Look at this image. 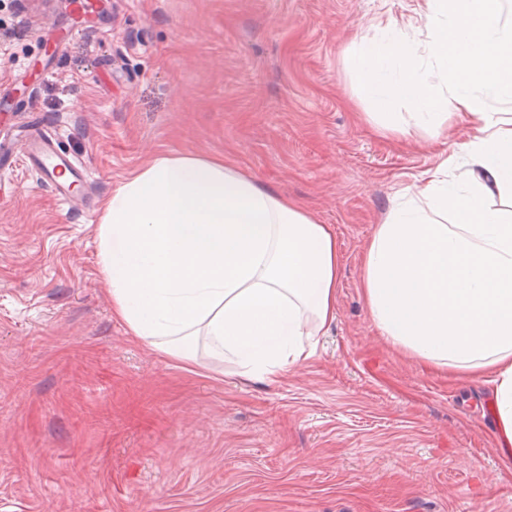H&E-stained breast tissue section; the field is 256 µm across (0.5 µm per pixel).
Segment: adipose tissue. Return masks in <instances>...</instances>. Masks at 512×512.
I'll use <instances>...</instances> for the list:
<instances>
[{
    "label": "adipose tissue",
    "instance_id": "1",
    "mask_svg": "<svg viewBox=\"0 0 512 512\" xmlns=\"http://www.w3.org/2000/svg\"><path fill=\"white\" fill-rule=\"evenodd\" d=\"M504 0H423L426 42L400 29L360 44L354 77L384 107L415 106L419 127L447 140L471 132L469 169L453 157L393 204L361 256L360 287L381 336L459 382L490 376L492 433L512 462V22ZM100 272L112 314L164 358L199 344L264 380L306 357L336 318L341 255L330 225L215 157L157 155L102 205Z\"/></svg>",
    "mask_w": 512,
    "mask_h": 512
}]
</instances>
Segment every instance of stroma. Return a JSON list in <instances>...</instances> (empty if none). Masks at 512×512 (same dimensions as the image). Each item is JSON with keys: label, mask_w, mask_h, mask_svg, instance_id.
<instances>
[{"label": "stroma", "mask_w": 512, "mask_h": 512, "mask_svg": "<svg viewBox=\"0 0 512 512\" xmlns=\"http://www.w3.org/2000/svg\"><path fill=\"white\" fill-rule=\"evenodd\" d=\"M419 0H0V140L37 126L91 181L0 171V512H512L485 380L374 327L361 253L442 151L353 75ZM227 157L332 225L336 319L270 380L158 356L112 314L103 200L151 155Z\"/></svg>", "instance_id": "obj_1"}]
</instances>
